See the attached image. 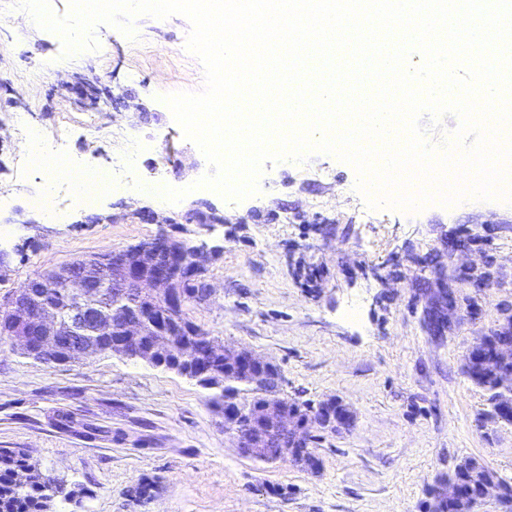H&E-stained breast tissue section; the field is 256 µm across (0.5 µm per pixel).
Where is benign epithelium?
I'll return each mask as SVG.
<instances>
[{"instance_id":"1","label":"benign epithelium","mask_w":512,"mask_h":512,"mask_svg":"<svg viewBox=\"0 0 512 512\" xmlns=\"http://www.w3.org/2000/svg\"><path fill=\"white\" fill-rule=\"evenodd\" d=\"M183 252V241L162 230L133 247L98 255L94 263H70L58 270L56 278L71 302L65 313L37 294L31 283L0 307L15 318L13 339L44 363L56 362L61 349L72 360L112 352L178 370L210 387L213 373L185 362L188 346L178 337L199 332L196 324L184 320L183 284L190 279L202 298L210 296L204 271L216 250L203 243L194 246L189 264ZM438 319L450 327L462 319L451 288L448 307ZM212 355L224 360V369L234 371L224 378V427L245 457L267 460L264 443L274 435L286 443L277 459L315 470L319 462L311 448L312 427L339 433L354 425V413L344 405L336 407V399L325 401L318 417L291 406L281 393L277 366L251 349L226 345L212 348Z\"/></svg>"}]
</instances>
